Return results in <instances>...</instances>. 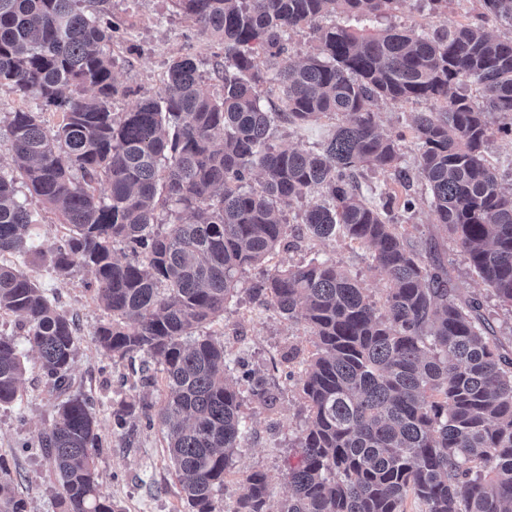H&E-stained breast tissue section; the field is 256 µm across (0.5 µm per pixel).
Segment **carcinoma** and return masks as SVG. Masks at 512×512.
I'll list each match as a JSON object with an SVG mask.
<instances>
[{
  "label": "carcinoma",
  "mask_w": 512,
  "mask_h": 512,
  "mask_svg": "<svg viewBox=\"0 0 512 512\" xmlns=\"http://www.w3.org/2000/svg\"><path fill=\"white\" fill-rule=\"evenodd\" d=\"M83 0H0V86L39 101L10 113L0 169V255L38 261L33 220L18 184L57 210L69 234L50 254L61 276L92 273L97 300L112 314L93 336L124 358L143 352L163 366L168 393L157 411L190 512H217L243 437L239 390L224 374V345L194 329L224 313L239 275L263 266L288 239L278 201L317 192L325 202L301 216L306 235L340 232L364 247L388 282L380 309L356 280L328 260L276 267L252 289L284 318L300 321L314 350L300 379L310 408L288 469L282 512H512V353L483 303L460 301L440 262L425 261L387 219L395 197H361L356 171L392 175L404 189L420 179L433 223L457 243L473 272L512 307V193L487 159L488 117L512 134V0H479L477 22L433 33L386 29L357 34L319 19L378 17L400 0H176L219 46L221 92L186 55L169 65L154 96L112 111L127 93L106 46L112 23ZM308 26L317 52L288 59L269 78L257 54L288 52L289 32ZM474 80L481 102L458 90ZM278 85L268 112L260 87ZM429 100L408 126L415 170L402 165L405 132L381 131L380 102ZM58 113L48 127L45 114ZM337 116L318 150L272 143L279 123L301 127ZM258 175L257 184H251ZM166 215L160 221V215ZM131 252L115 259L112 244ZM18 317L43 374L65 392L78 330L24 272L0 265V312ZM25 365L0 333V405L18 399ZM95 417L85 399L57 405L39 434L58 481L63 512H115L99 493ZM236 512H268L267 476L246 475ZM0 512H27L0 461Z\"/></svg>",
  "instance_id": "obj_1"
}]
</instances>
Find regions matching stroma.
<instances>
[{"mask_svg":"<svg viewBox=\"0 0 512 512\" xmlns=\"http://www.w3.org/2000/svg\"><path fill=\"white\" fill-rule=\"evenodd\" d=\"M108 17L120 30L110 52L123 95L112 103L116 112L133 107L140 97L156 94L163 86L172 59L189 54L203 60L211 72L218 48L188 19L174 0H109ZM427 0H400L395 10L380 19H347V27L372 34L395 26L431 31L441 24ZM327 117L302 127L280 125L277 143L301 150L319 148L337 124ZM415 207L396 211V223L404 225L411 244L431 252L452 278L459 299L480 296L496 334L504 346H512V311L499 304L471 270L454 240L439 232L429 207L430 197L422 185H414ZM27 204L35 224L31 243L50 251L63 243L68 229L57 211L35 196ZM329 259L346 269L377 304H384L387 280L365 250L343 236L325 241L298 239L295 247L277 249L273 262L297 266L311 258ZM0 263L16 267L34 279L62 313L73 317L78 332V353L71 371V391L94 401L93 413L101 442L94 452L100 475L99 491L119 512H189L166 450L164 433L151 425L138 407L140 400L161 403L165 382L161 366L152 365L154 385L140 383V364L105 355L92 332L109 320L87 282L88 274L74 269L59 276L49 263L32 265L17 256H0ZM259 270L244 274L224 305L223 315L200 328L199 333L224 344L226 372L233 377L243 398L246 433L232 456L224 487L214 499L219 512H235L237 501L247 491L245 477L260 471L268 478L267 503L279 512L288 496L287 469L296 464L299 452L293 443L308 420L299 376L312 350V336L304 324L281 317L273 308L254 303L249 289ZM0 332L14 336L25 355L26 372L16 402L0 407V458L9 466L16 493L25 498L29 512H60L50 489L58 478L53 465L39 447L37 436L48 428L60 401L38 367L15 316L0 313ZM263 379L273 397L264 402L250 393L248 377ZM133 404L126 428H117L113 413L119 401Z\"/></svg>","mask_w":512,"mask_h":512,"instance_id":"obj_1","label":"stroma"}]
</instances>
